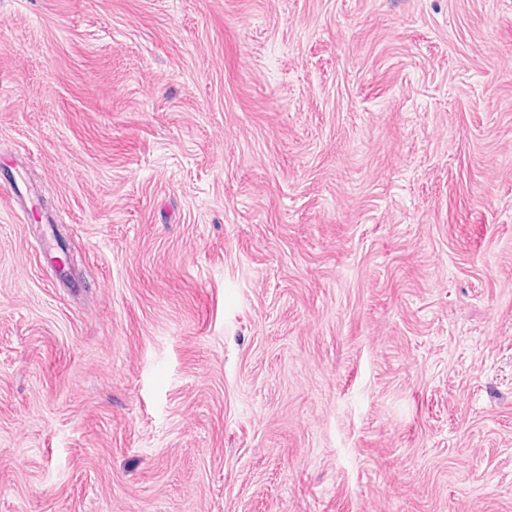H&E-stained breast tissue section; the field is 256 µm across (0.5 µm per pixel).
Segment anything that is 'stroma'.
<instances>
[{"label":"stroma","instance_id":"obj_1","mask_svg":"<svg viewBox=\"0 0 512 512\" xmlns=\"http://www.w3.org/2000/svg\"><path fill=\"white\" fill-rule=\"evenodd\" d=\"M0 512H512V0H0Z\"/></svg>","mask_w":512,"mask_h":512}]
</instances>
